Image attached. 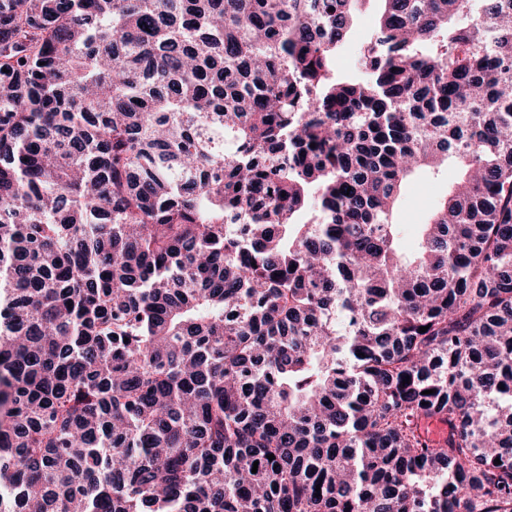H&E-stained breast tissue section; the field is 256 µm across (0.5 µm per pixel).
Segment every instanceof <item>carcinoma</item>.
<instances>
[{
	"label": "carcinoma",
	"instance_id": "1",
	"mask_svg": "<svg viewBox=\"0 0 512 512\" xmlns=\"http://www.w3.org/2000/svg\"><path fill=\"white\" fill-rule=\"evenodd\" d=\"M356 2L0 0V512H512V0ZM380 10L381 2L378 0H365L361 3L349 39L336 57L335 67L338 73L357 71L359 67L358 51L373 28ZM451 179L450 170L448 176L423 173L406 187L394 213V221L401 224L402 235L408 243H413L417 224H426L431 212L444 198Z\"/></svg>",
	"mask_w": 512,
	"mask_h": 512
}]
</instances>
